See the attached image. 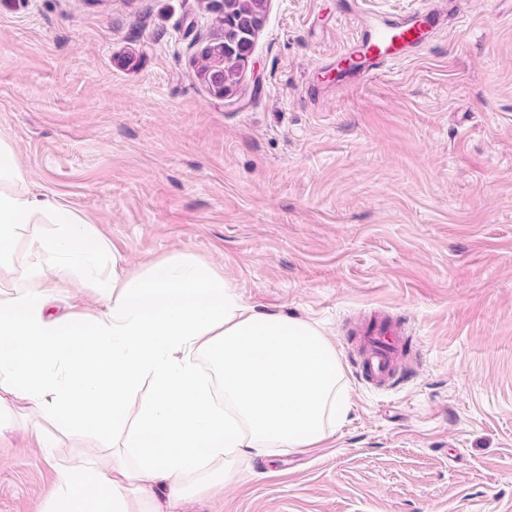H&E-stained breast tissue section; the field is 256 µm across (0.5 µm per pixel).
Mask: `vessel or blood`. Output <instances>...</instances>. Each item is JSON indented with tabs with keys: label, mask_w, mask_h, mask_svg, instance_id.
<instances>
[{
	"label": "vessel or blood",
	"mask_w": 512,
	"mask_h": 512,
	"mask_svg": "<svg viewBox=\"0 0 512 512\" xmlns=\"http://www.w3.org/2000/svg\"><path fill=\"white\" fill-rule=\"evenodd\" d=\"M440 15L429 12L395 26L359 29L350 45L338 55L350 76H369L400 61L409 47L421 44ZM354 368L359 378L375 388L391 386L398 365L408 349L404 324L389 316L376 318L348 337Z\"/></svg>",
	"instance_id": "1"
}]
</instances>
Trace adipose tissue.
I'll return each mask as SVG.
<instances>
[{"instance_id":"obj_1","label":"adipose tissue","mask_w":512,"mask_h":512,"mask_svg":"<svg viewBox=\"0 0 512 512\" xmlns=\"http://www.w3.org/2000/svg\"><path fill=\"white\" fill-rule=\"evenodd\" d=\"M25 181L0 140V268L19 240L31 257L0 289V433L51 423L97 440L67 446L46 512H177L223 489L240 457L335 432L349 392L316 325L255 312L191 254L103 274L91 224ZM78 274L101 305L56 315Z\"/></svg>"}]
</instances>
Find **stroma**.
Returning <instances> with one entry per match:
<instances>
[{"mask_svg":"<svg viewBox=\"0 0 512 512\" xmlns=\"http://www.w3.org/2000/svg\"><path fill=\"white\" fill-rule=\"evenodd\" d=\"M441 8L404 61L336 74L356 26ZM466 26L454 25L456 10ZM232 97L207 0H0V138L120 268L193 254L261 313L317 324L351 408L181 512H512V0H266ZM385 313L414 356L365 385L344 338ZM56 485L0 435V512Z\"/></svg>","mask_w":512,"mask_h":512,"instance_id":"obj_1","label":"stroma"}]
</instances>
